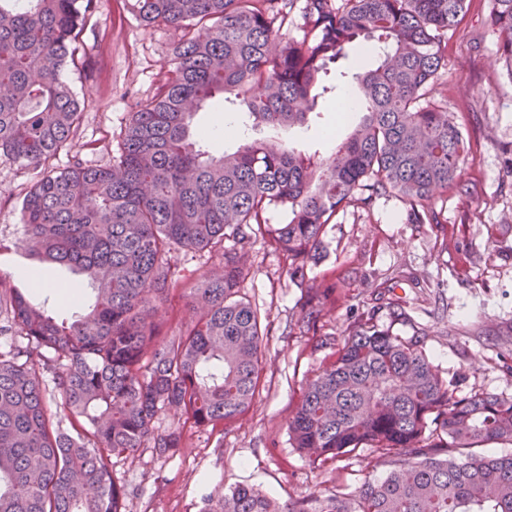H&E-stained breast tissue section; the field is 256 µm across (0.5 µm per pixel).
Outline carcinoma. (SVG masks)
I'll use <instances>...</instances> for the list:
<instances>
[{"mask_svg": "<svg viewBox=\"0 0 512 512\" xmlns=\"http://www.w3.org/2000/svg\"><path fill=\"white\" fill-rule=\"evenodd\" d=\"M498 52L512 76V0H493ZM470 0H304L299 39L283 40L293 0H134L140 21L180 31L164 77L131 116L119 155L104 166L52 162L70 145L81 104L61 80L95 0H0V158L35 173L21 220L34 253L84 276L92 297L69 317L10 295L0 327V512H123L112 457L145 443L181 445L165 413L194 427L230 423L259 387L260 311L239 295L261 239L299 288L315 290L295 323L322 316L328 287L308 267L326 227L347 206L393 194L414 224H440L433 200L458 181L464 133L428 101L448 31ZM209 22L201 39L195 27ZM384 44L356 73L362 122L317 166L266 128L305 124L312 90L358 39ZM234 96L253 119L231 154L204 149L194 111ZM288 223L270 224L275 205ZM176 249L207 250L222 274L192 270L193 322L171 332L155 317L174 290ZM16 326L27 339L9 335ZM49 352L57 410L37 358ZM66 417L70 428L60 427ZM291 444L320 465L369 448L389 466L354 495L282 506L249 486L216 512H512V452L477 455L480 442H512V397H458L418 340L368 315L310 380L288 423Z\"/></svg>", "mask_w": 512, "mask_h": 512, "instance_id": "obj_1", "label": "carcinoma"}]
</instances>
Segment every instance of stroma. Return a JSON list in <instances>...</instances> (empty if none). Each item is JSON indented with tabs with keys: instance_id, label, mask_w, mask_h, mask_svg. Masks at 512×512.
Wrapping results in <instances>:
<instances>
[{
	"instance_id": "35a3bbf8",
	"label": "stroma",
	"mask_w": 512,
	"mask_h": 512,
	"mask_svg": "<svg viewBox=\"0 0 512 512\" xmlns=\"http://www.w3.org/2000/svg\"><path fill=\"white\" fill-rule=\"evenodd\" d=\"M492 0H472L448 34L447 57L432 85L449 117L463 128L468 154L460 179L466 193L449 191L434 202L442 221L412 224L396 196L370 208L340 210L310 264V277L335 284L324 316L307 331L288 327L307 300L293 286L282 260L262 241L247 247L252 263L241 292L262 315V371L250 408L234 423L184 427L181 448L161 455L152 446L112 461V473L127 488L125 512H199L205 497L239 485L260 489L288 503L306 495L351 494L387 467L361 448L327 466L314 465L292 447L288 419L307 383L341 347L350 326L373 315L403 339L420 340L457 396L473 392L512 397V77L490 26ZM179 32L147 26L131 0H96L77 45L78 67L63 75L83 105L81 127L55 165L79 159L108 164L136 105L149 98L170 58ZM319 114L278 137L295 151L322 162L352 131L358 114L340 119L334 98L320 99ZM32 172L0 159V278L25 288L34 302L58 311L56 293L34 279L87 283L58 266L39 262L25 243L22 202ZM404 270L419 287L400 295L406 314L376 305L384 278Z\"/></svg>"
}]
</instances>
